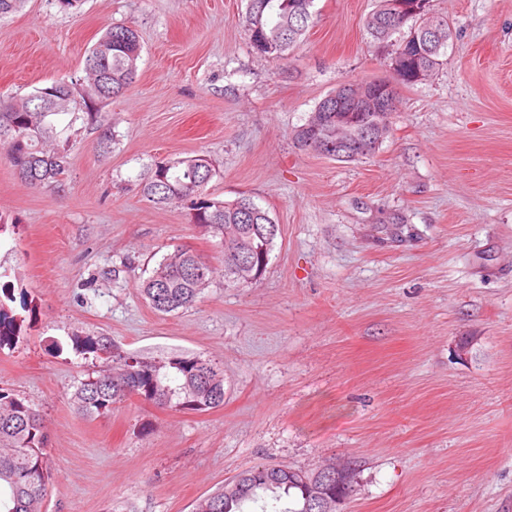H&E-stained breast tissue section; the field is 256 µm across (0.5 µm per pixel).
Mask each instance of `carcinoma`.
I'll return each mask as SVG.
<instances>
[{
  "mask_svg": "<svg viewBox=\"0 0 512 512\" xmlns=\"http://www.w3.org/2000/svg\"><path fill=\"white\" fill-rule=\"evenodd\" d=\"M313 0H246L238 15L242 29L254 50L284 59L306 34ZM397 10L390 0H378L366 19L373 41L392 40L386 15ZM421 65L402 62L396 75L404 84L420 81L416 68L432 72L439 65L441 49L433 41L420 40ZM142 44L131 25L108 28L89 49L84 60L86 74L81 83V99L86 105L123 95L137 77ZM75 85L56 81L16 99L0 96V148L19 178L31 189L61 181L66 167V147H47L55 138L49 117L75 111ZM336 92L322 99L306 122L294 131L299 148L308 150V140L318 136L333 144L328 158L351 161L349 143L360 137L377 116L368 103L362 111L349 113L347 143L336 146ZM213 166L200 156L173 162H157L140 183L142 195L158 206L190 203L193 224L205 234L219 239L224 263V287L254 285L266 270L267 259L279 235L268 210L250 197L241 195L228 202L209 197L205 188L213 177ZM251 264L258 276L250 281L239 276V265ZM214 268L190 249L177 247L163 255L142 281L141 295L160 314L194 307L212 282ZM0 349L11 346L19 335V317L9 307L13 291H0ZM76 354L112 363V369L87 374L72 393L78 411L92 417L112 411V407L136 394L148 404L169 411L203 413L224 405V369L201 355L178 354L165 358L135 355L113 344L106 336H73ZM48 426L40 411L25 398L0 388V512H38L52 478L47 464ZM321 483L315 473L280 468L270 472L255 467L239 473L231 482L198 502L194 512H244L247 503L283 498L292 505L274 512H319L314 507L310 487Z\"/></svg>",
  "mask_w": 512,
  "mask_h": 512,
  "instance_id": "obj_1",
  "label": "carcinoma"
}]
</instances>
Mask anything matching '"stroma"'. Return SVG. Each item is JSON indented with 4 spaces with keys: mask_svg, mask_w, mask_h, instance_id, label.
I'll return each instance as SVG.
<instances>
[{
    "mask_svg": "<svg viewBox=\"0 0 512 512\" xmlns=\"http://www.w3.org/2000/svg\"><path fill=\"white\" fill-rule=\"evenodd\" d=\"M376 0H314L281 60L236 24L244 0H25L0 19V93L80 80L110 26L141 36L138 75L99 104L112 151L71 115L62 186L28 189L0 157V282L36 308L0 350V388L49 431L40 512H192L247 469L356 462L343 512H512V0H430L453 29L411 85L364 28ZM398 93L390 131L356 161L303 151L293 132L345 83ZM204 155L212 197L251 196L280 234L260 281L224 285L216 239L186 205L139 183ZM215 268L196 307L140 296L161 255ZM224 367V405L172 412L133 397L94 418L71 394L94 369L75 336ZM151 430H144V423Z\"/></svg>",
    "mask_w": 512,
    "mask_h": 512,
    "instance_id": "35a3bbf8",
    "label": "stroma"
}]
</instances>
